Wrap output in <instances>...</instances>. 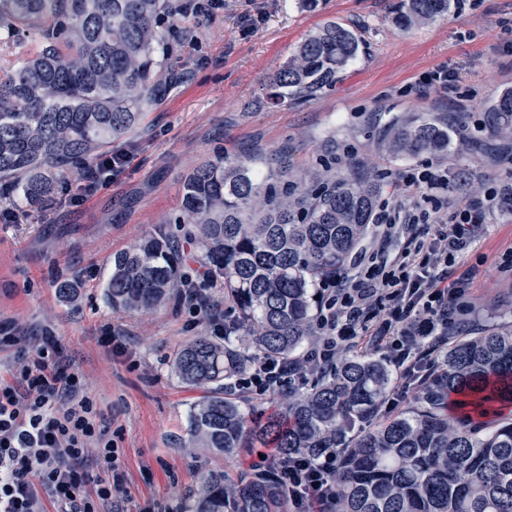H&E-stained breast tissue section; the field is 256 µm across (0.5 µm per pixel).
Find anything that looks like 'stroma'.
Instances as JSON below:
<instances>
[{"label":"stroma","instance_id":"1","mask_svg":"<svg viewBox=\"0 0 512 512\" xmlns=\"http://www.w3.org/2000/svg\"><path fill=\"white\" fill-rule=\"evenodd\" d=\"M397 0H224L209 16L175 15L157 51L165 95L138 127L113 140L109 153L127 155L111 184L79 201L73 176L38 210L0 222V324L17 346L56 336L64 363L82 376L83 390L107 419L122 450L129 494L117 512H188L204 473L235 478L261 459L248 448L218 454L181 447L191 407L202 390L181 383L173 351L214 325L186 308L147 314L112 311L103 284L115 253L131 249L176 212L185 177L216 153L245 159L261 154V169L287 150L294 180L371 177L381 203L411 207L421 197L406 186L411 169H467L468 190L449 188V210L512 187V143L489 125L485 105L512 88V0H467L436 21L399 28ZM259 17L242 35L245 15ZM358 35L359 53L335 84L300 104L265 103L266 85L304 39L326 22ZM457 75L448 92L410 93L426 72ZM429 112L448 122V151L391 156L379 139L392 116ZM488 232L457 260L476 277L467 291L473 319L512 320V208L487 212ZM81 285L78 303L63 301L57 277ZM112 326L125 353L101 343ZM17 346L0 348V375L13 369Z\"/></svg>","mask_w":512,"mask_h":512}]
</instances>
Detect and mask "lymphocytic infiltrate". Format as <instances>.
Listing matches in <instances>:
<instances>
[{
	"label": "lymphocytic infiltrate",
	"mask_w": 512,
	"mask_h": 512,
	"mask_svg": "<svg viewBox=\"0 0 512 512\" xmlns=\"http://www.w3.org/2000/svg\"><path fill=\"white\" fill-rule=\"evenodd\" d=\"M407 185H425L422 206L406 224L429 223L442 203L447 175L428 169L408 173ZM485 209L464 208L437 225L429 241L405 235L396 254L378 249L359 257L321 305L320 343L294 363L260 359L237 389L273 393L289 377L305 381L308 369L324 370L336 352L356 340L385 351L404 384L415 379L414 351L437 352L448 328L457 324L455 299L464 296L472 276L457 273L456 260L483 233ZM54 336L17 351L12 379L0 377V512H107L125 492L120 449L112 425L81 391L77 373L58 358ZM96 450L107 470L93 477L83 463ZM337 454L301 458L282 468L292 512H332L336 500Z\"/></svg>",
	"instance_id": "obj_1"
}]
</instances>
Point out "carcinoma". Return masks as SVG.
<instances>
[{"label":"carcinoma","instance_id":"cac0c4a2","mask_svg":"<svg viewBox=\"0 0 512 512\" xmlns=\"http://www.w3.org/2000/svg\"><path fill=\"white\" fill-rule=\"evenodd\" d=\"M452 0H399L404 27L448 14ZM170 0H0V46L39 43L21 64L0 66V195L40 209L72 167L91 169L140 120L160 88L157 47ZM359 39L336 22L310 35L273 76L269 99L299 104L336 82ZM512 138V90L487 107ZM385 148L414 157L449 148L448 124L421 113L382 129ZM375 181L345 177L288 188L250 160L224 155L185 179L176 215L132 249L112 256L104 298L141 312L181 300L186 243L208 283L233 307L224 340L200 335L171 365L206 395L190 410L184 448L232 453L273 448L280 459L334 451L336 512H512V321L472 323L448 335L438 368L419 372L422 396L365 428L389 395L382 360L344 354L306 391L277 392L279 408L253 423L224 381L263 357L291 361L312 345L313 289L332 287L377 223ZM189 512H287L278 469L227 478L203 475Z\"/></svg>","mask_w":512,"mask_h":512}]
</instances>
